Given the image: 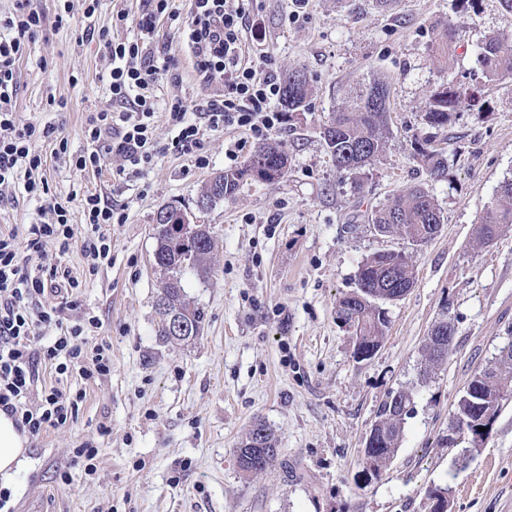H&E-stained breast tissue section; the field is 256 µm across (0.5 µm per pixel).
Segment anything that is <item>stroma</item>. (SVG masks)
Instances as JSON below:
<instances>
[{
	"label": "stroma",
	"mask_w": 512,
	"mask_h": 512,
	"mask_svg": "<svg viewBox=\"0 0 512 512\" xmlns=\"http://www.w3.org/2000/svg\"><path fill=\"white\" fill-rule=\"evenodd\" d=\"M46 25L20 61L17 105L23 118L62 123L69 154L85 149L90 113L108 106L97 40H82L83 0H35ZM71 7V27L55 16ZM291 0H256L266 34L254 59L277 74L302 69L314 94L307 112L280 124L273 137L288 144V176L270 187L246 181L233 197L201 210L196 201L210 178L230 168L227 150L256 140L234 129L206 131L207 168L171 147L157 118L164 152L143 176L112 192L117 159L98 174L80 173L67 157H48L53 195L111 193L127 221L111 227L112 264L83 277L78 247L87 235L73 216L75 248L61 259L82 280L83 304L101 321L94 341L111 345L112 372L96 381L73 375L84 391L72 425L29 441L19 470L4 485L15 512L33 503L44 512H428L427 488L449 487L451 512H512V397L486 444L471 455L449 447L451 411L473 372L494 363L512 344V224L490 243L475 227L499 185L512 179V80L490 82L474 63L485 35L512 37V12L500 0L463 9L458 0H309L307 20L289 22ZM460 37L452 70L433 64L428 44L437 21ZM159 50L178 61L181 79L161 81L160 100L179 96L199 109L208 91L184 45L161 29ZM378 75L390 86L391 135L362 185L337 171L320 130L351 86ZM453 80L481 86L479 103L463 109L436 141L448 176L429 180L413 158V135L435 85ZM64 95V110L49 95ZM438 203L443 224L425 245L382 236L372 213L413 184ZM175 203L196 223L210 225L219 262L209 281L186 276L188 297L204 312L203 330L188 345L155 334L162 276L153 264V224ZM391 249L413 257L416 284L387 303L390 324L377 353L353 357L351 332L336 320V302L357 287L359 265ZM455 334L448 355L423 375L430 330L441 316ZM399 391L414 395L390 465L363 482V446L378 409ZM276 433L279 457L246 476L237 447L256 421ZM110 433L101 434L100 425ZM90 440L99 448L95 477L62 484L70 450Z\"/></svg>",
	"instance_id": "stroma-1"
}]
</instances>
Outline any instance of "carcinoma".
I'll use <instances>...</instances> for the list:
<instances>
[{
    "instance_id": "1",
    "label": "carcinoma",
    "mask_w": 512,
    "mask_h": 512,
    "mask_svg": "<svg viewBox=\"0 0 512 512\" xmlns=\"http://www.w3.org/2000/svg\"><path fill=\"white\" fill-rule=\"evenodd\" d=\"M459 41L458 33L446 23L434 26L429 48L431 56L443 70L453 67ZM475 63L489 80L498 81L512 75V39L496 33L484 37L477 47ZM281 111L286 123L298 118L308 109L313 93L311 78L303 70L286 73L282 82ZM390 91L388 81L371 77L356 83L345 105L323 126L321 137L336 168L360 183L366 169L380 160L390 134ZM482 89L453 81L433 87L421 112L422 124L429 129H442L462 109L479 102ZM414 157L422 171L431 179L445 175L442 154L432 146L430 133L414 136ZM288 145L282 140L266 142L256 147L241 168L219 173L216 181L208 182L197 206L208 209L219 200L237 193L241 184L250 179L265 184H279L288 176ZM375 231L398 234L416 246L431 241L442 224V213L434 198L421 185L402 190L387 204L371 215ZM512 224V180L502 182L497 196L486 208L479 224L477 237L488 243L494 240L500 226ZM156 249L154 261L162 273L160 292L155 308L159 315L156 336L170 344H189L203 329V311L189 298L182 285L183 277L191 273L202 281L210 278L217 261L216 245L210 227L199 225L192 237L183 235L177 225L155 218L153 227ZM416 283V266L412 257L401 251H380L364 260L357 271V291L340 298L346 306L352 336L361 346H381L389 325L388 313L377 301L391 300ZM175 315L186 321L188 329L177 335L170 333L165 319ZM448 343L441 342L436 330H431L427 344L428 362L435 363L447 353ZM512 387V347L501 350L498 361L477 369L469 389L460 396L453 414L475 418L473 405L481 402L493 414H498L505 397L499 396L502 387ZM413 397L399 395V402H386L378 412L377 432L381 446L372 449L364 464L380 472L394 458ZM278 440L263 421L254 423L240 443L238 461L250 462L253 475L264 472L278 457Z\"/></svg>"
}]
</instances>
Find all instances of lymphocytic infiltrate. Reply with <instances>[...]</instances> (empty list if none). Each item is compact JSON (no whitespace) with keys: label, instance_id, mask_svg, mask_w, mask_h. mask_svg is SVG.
I'll use <instances>...</instances> for the list:
<instances>
[{"label":"lymphocytic infiltrate","instance_id":"1","mask_svg":"<svg viewBox=\"0 0 512 512\" xmlns=\"http://www.w3.org/2000/svg\"><path fill=\"white\" fill-rule=\"evenodd\" d=\"M182 13L174 0H145L137 18L125 10L112 16L111 29L134 26L133 38L112 39L111 29L98 33L107 65L101 79L112 98L110 107L91 114L84 128L86 149L73 155L79 172L98 171L105 157L118 158L116 185L154 165L162 150L154 138L157 113H164L183 155L205 168L206 130L234 127L264 140L282 122L271 108L281 96L272 71L255 66L247 43L258 40L254 0H190ZM184 43L210 93L199 117H191L182 99L159 104L161 80H177L178 66L167 53H155L160 24ZM43 28L32 0H16L12 13L0 16V199L23 190L39 202V219L25 229L0 228V410L15 418L20 431L40 438L48 430L73 423L82 392L41 378L49 370L58 378L78 375L96 381L110 375L112 357L106 344L90 342L100 320L84 308L80 282L49 262L64 256L74 232L69 205L51 196L46 178L44 144L56 154L68 152L60 125L22 119L17 111L18 64ZM88 234L81 245L85 271L94 276L112 264L110 228L126 221L124 206L97 191L78 199Z\"/></svg>","mask_w":512,"mask_h":512}]
</instances>
